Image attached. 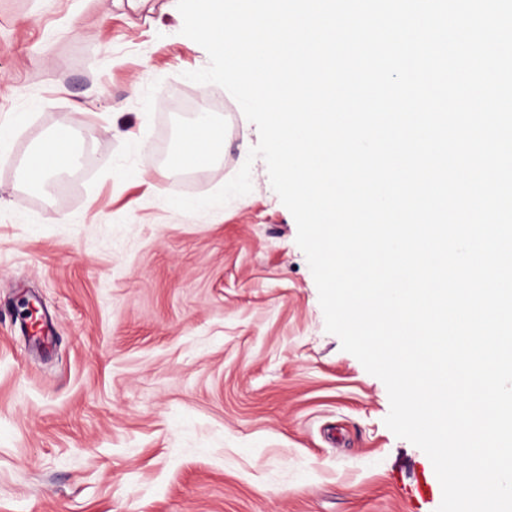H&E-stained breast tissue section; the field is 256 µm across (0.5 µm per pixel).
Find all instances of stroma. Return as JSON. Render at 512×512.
Here are the masks:
<instances>
[{"mask_svg":"<svg viewBox=\"0 0 512 512\" xmlns=\"http://www.w3.org/2000/svg\"><path fill=\"white\" fill-rule=\"evenodd\" d=\"M167 2L0 0V512H437L384 383L325 329L295 220L247 158L257 127L185 79L209 59ZM187 100L225 141L190 189ZM74 112L76 166L32 182L25 157ZM247 161L249 194L167 203Z\"/></svg>","mask_w":512,"mask_h":512,"instance_id":"stroma-1","label":"stroma"}]
</instances>
